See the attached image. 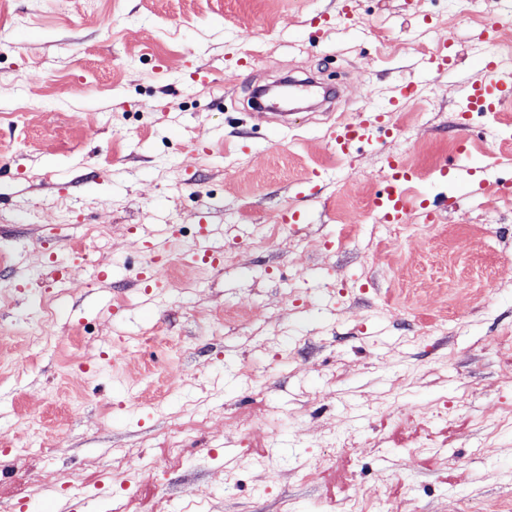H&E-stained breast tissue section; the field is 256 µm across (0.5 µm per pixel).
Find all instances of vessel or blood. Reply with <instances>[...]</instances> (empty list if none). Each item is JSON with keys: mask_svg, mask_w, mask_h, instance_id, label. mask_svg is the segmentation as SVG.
Instances as JSON below:
<instances>
[{"mask_svg": "<svg viewBox=\"0 0 512 512\" xmlns=\"http://www.w3.org/2000/svg\"><path fill=\"white\" fill-rule=\"evenodd\" d=\"M476 63L484 73L482 82L472 85L458 103L460 114L493 112L506 102L512 101V68L506 67L493 56L482 53L477 55ZM389 109H381L367 113L358 122L336 123L330 132V142L337 155L351 157L358 146H375L384 129L390 124ZM390 180L386 189L372 201L371 209L382 222L387 224L405 223L410 210V200L405 185L412 174L403 161L395 157H387ZM214 231L211 225H200L194 245L184 254L183 261L187 264L197 262L215 264L223 259V252L213 245ZM147 260L139 277L149 280L157 287H164V265L161 258L167 248L159 237H148L145 242Z\"/></svg>", "mask_w": 512, "mask_h": 512, "instance_id": "vessel-or-blood-1", "label": "vessel or blood"}]
</instances>
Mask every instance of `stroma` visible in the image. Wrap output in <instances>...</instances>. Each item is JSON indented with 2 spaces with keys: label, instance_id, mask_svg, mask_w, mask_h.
Returning a JSON list of instances; mask_svg holds the SVG:
<instances>
[{
  "label": "stroma",
  "instance_id": "obj_1",
  "mask_svg": "<svg viewBox=\"0 0 512 512\" xmlns=\"http://www.w3.org/2000/svg\"><path fill=\"white\" fill-rule=\"evenodd\" d=\"M507 14L512 0H0V512H120L128 494L133 512H512V169L496 164L512 103L466 139L456 112L482 78L479 32ZM448 36L456 72L423 73ZM286 70L339 98L254 115L253 87ZM407 80L420 91L394 132L337 156L331 126ZM463 145L467 183L442 173ZM388 155L433 217L370 214ZM289 209L303 221L280 224ZM207 212L239 250L219 270L180 262ZM168 224L169 285L151 291L144 236ZM126 448L130 488H97Z\"/></svg>",
  "mask_w": 512,
  "mask_h": 512
}]
</instances>
